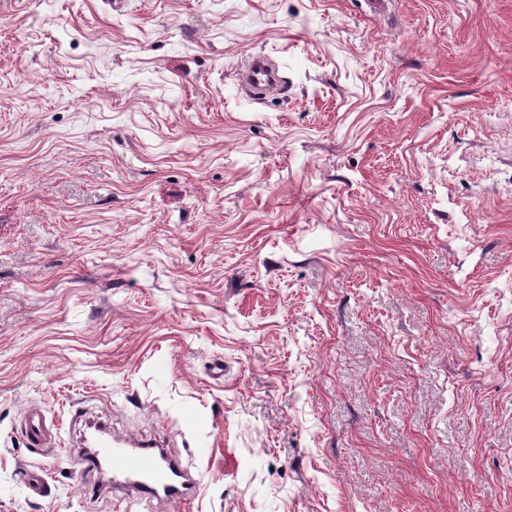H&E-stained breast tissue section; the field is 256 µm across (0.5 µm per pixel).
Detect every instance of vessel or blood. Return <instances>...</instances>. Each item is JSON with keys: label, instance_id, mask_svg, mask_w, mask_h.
<instances>
[{"label": "vessel or blood", "instance_id": "vessel-or-blood-1", "mask_svg": "<svg viewBox=\"0 0 512 512\" xmlns=\"http://www.w3.org/2000/svg\"><path fill=\"white\" fill-rule=\"evenodd\" d=\"M268 60L267 54H253L237 69V84L247 96L260 100L286 92L285 81L270 68ZM81 462L88 469L109 463L112 492L122 498L127 510L145 501L189 499L199 484L197 478L156 442L113 439L82 454Z\"/></svg>", "mask_w": 512, "mask_h": 512}]
</instances>
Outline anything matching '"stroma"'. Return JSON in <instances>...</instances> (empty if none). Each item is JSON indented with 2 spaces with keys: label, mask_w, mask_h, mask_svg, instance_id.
<instances>
[{
  "label": "stroma",
  "mask_w": 512,
  "mask_h": 512,
  "mask_svg": "<svg viewBox=\"0 0 512 512\" xmlns=\"http://www.w3.org/2000/svg\"><path fill=\"white\" fill-rule=\"evenodd\" d=\"M113 2L0 0V512H512V0ZM268 60L267 54H251L236 71L239 88L252 99L287 91L286 82L269 67ZM94 451L81 455L85 469H98L106 460L112 469V492L124 499L130 511L143 501L186 500L196 494L199 480L172 458L157 442L111 438Z\"/></svg>",
  "instance_id": "35a3bbf8"
}]
</instances>
